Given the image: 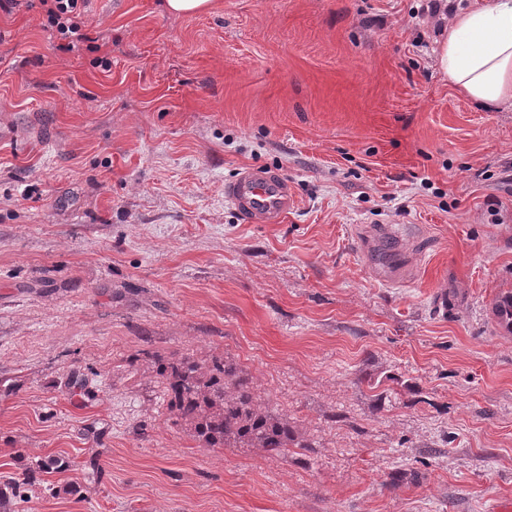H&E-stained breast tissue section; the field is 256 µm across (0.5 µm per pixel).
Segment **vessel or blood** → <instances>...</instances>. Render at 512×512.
Wrapping results in <instances>:
<instances>
[{
	"label": "vessel or blood",
	"instance_id": "1",
	"mask_svg": "<svg viewBox=\"0 0 512 512\" xmlns=\"http://www.w3.org/2000/svg\"><path fill=\"white\" fill-rule=\"evenodd\" d=\"M224 199L252 224H281L298 204L287 177L253 167L224 183Z\"/></svg>",
	"mask_w": 512,
	"mask_h": 512
}]
</instances>
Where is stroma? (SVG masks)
<instances>
[{
  "label": "stroma",
  "mask_w": 512,
  "mask_h": 512,
  "mask_svg": "<svg viewBox=\"0 0 512 512\" xmlns=\"http://www.w3.org/2000/svg\"><path fill=\"white\" fill-rule=\"evenodd\" d=\"M486 2L88 0L69 51L0 12V512H512V103L437 60ZM253 166L287 223L225 205ZM184 355L304 447H200ZM224 201L250 224H283L298 204L288 178L263 167L249 168L226 180Z\"/></svg>",
  "instance_id": "stroma-1"
}]
</instances>
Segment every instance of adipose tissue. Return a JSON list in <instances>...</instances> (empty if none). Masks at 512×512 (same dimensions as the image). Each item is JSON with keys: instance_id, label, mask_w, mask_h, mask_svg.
Wrapping results in <instances>:
<instances>
[{"instance_id": "adipose-tissue-1", "label": "adipose tissue", "mask_w": 512, "mask_h": 512, "mask_svg": "<svg viewBox=\"0 0 512 512\" xmlns=\"http://www.w3.org/2000/svg\"><path fill=\"white\" fill-rule=\"evenodd\" d=\"M439 64L472 102L487 111L512 101V0L455 13Z\"/></svg>"}]
</instances>
